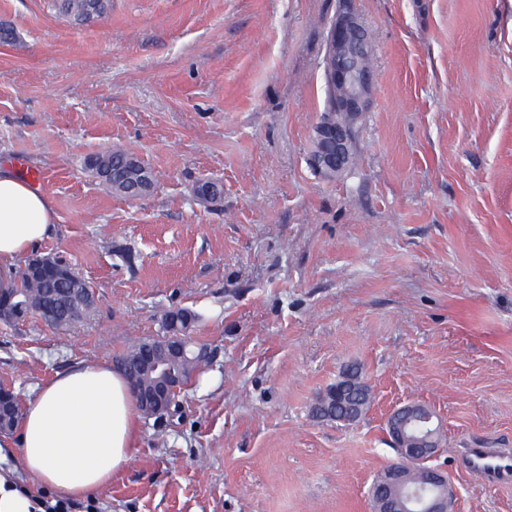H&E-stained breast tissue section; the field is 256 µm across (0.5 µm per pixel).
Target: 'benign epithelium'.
Segmentation results:
<instances>
[{
	"label": "benign epithelium",
	"instance_id": "obj_1",
	"mask_svg": "<svg viewBox=\"0 0 512 512\" xmlns=\"http://www.w3.org/2000/svg\"><path fill=\"white\" fill-rule=\"evenodd\" d=\"M372 47L369 33L354 8V0H338L336 16L328 27L324 58V82L327 92L325 111L313 128L315 151L308 157L312 170L320 177L337 176L346 170L355 150V127L366 111L374 83V72L367 59ZM27 272L40 276L52 273L63 279L72 272L53 257L34 255ZM186 341L168 337L159 346L149 347L144 356L151 376L148 393L131 382L132 393L147 417L160 418L171 412L179 383L172 365L186 358ZM363 393L356 375L342 374L333 392L343 399L353 392ZM17 398L8 388L0 389V431L12 428ZM388 429L399 461L378 474L376 512H454L456 490L447 474L429 467L440 447L443 426L435 412L420 403H407L396 409L388 420Z\"/></svg>",
	"mask_w": 512,
	"mask_h": 512
}]
</instances>
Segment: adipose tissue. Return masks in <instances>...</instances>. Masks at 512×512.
<instances>
[{"mask_svg": "<svg viewBox=\"0 0 512 512\" xmlns=\"http://www.w3.org/2000/svg\"><path fill=\"white\" fill-rule=\"evenodd\" d=\"M55 223L50 197L0 167V291L15 282V264L46 239ZM138 431L135 399L123 372L107 363L57 373L28 403L19 438H0V457L18 447L25 473L49 501L87 500L127 465Z\"/></svg>", "mask_w": 512, "mask_h": 512, "instance_id": "1", "label": "adipose tissue"}]
</instances>
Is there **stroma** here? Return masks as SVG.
<instances>
[{"label":"stroma","instance_id":"obj_1","mask_svg":"<svg viewBox=\"0 0 512 512\" xmlns=\"http://www.w3.org/2000/svg\"><path fill=\"white\" fill-rule=\"evenodd\" d=\"M52 0H0V166L40 174L65 259L95 306L65 330L0 321L19 404L77 363H116L173 309L213 358L163 420L141 418L97 512H373L407 402L444 425L433 463L457 512H512V487L457 448H512V0H355L375 80L356 164L308 165L338 0H112L74 24ZM149 167L128 198L86 167ZM220 199L196 197L200 180ZM350 365L373 400L316 419ZM86 163L96 175L99 168L108 169L110 176L107 180L97 176L112 192L125 196H129L126 190L133 187H138L139 195H142L151 179L150 169L139 158L121 149L96 154L89 157Z\"/></svg>","mask_w":512,"mask_h":512}]
</instances>
